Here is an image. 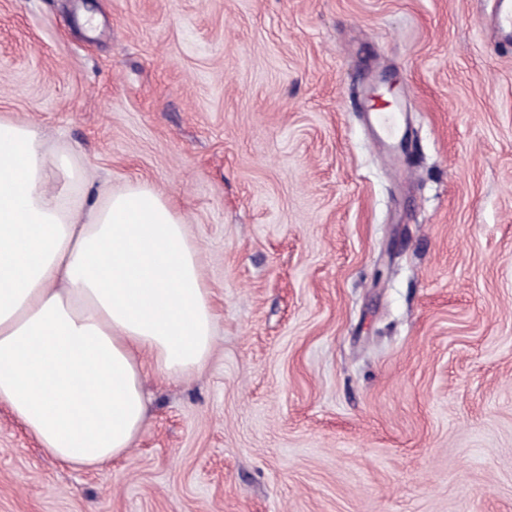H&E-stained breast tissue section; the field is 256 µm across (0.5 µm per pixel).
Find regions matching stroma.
<instances>
[{
  "mask_svg": "<svg viewBox=\"0 0 512 512\" xmlns=\"http://www.w3.org/2000/svg\"><path fill=\"white\" fill-rule=\"evenodd\" d=\"M496 3L0 0V116L161 194L214 314L125 458L62 466L0 405V512H512Z\"/></svg>",
  "mask_w": 512,
  "mask_h": 512,
  "instance_id": "stroma-1",
  "label": "stroma"
}]
</instances>
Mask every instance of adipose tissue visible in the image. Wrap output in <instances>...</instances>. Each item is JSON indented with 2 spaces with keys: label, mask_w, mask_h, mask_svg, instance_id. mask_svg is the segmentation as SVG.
<instances>
[{
  "label": "adipose tissue",
  "mask_w": 512,
  "mask_h": 512,
  "mask_svg": "<svg viewBox=\"0 0 512 512\" xmlns=\"http://www.w3.org/2000/svg\"><path fill=\"white\" fill-rule=\"evenodd\" d=\"M39 128L0 116V404L61 465L124 457L146 370L178 377L212 350L198 248L150 187H104Z\"/></svg>",
  "instance_id": "ef3b65f1"
}]
</instances>
